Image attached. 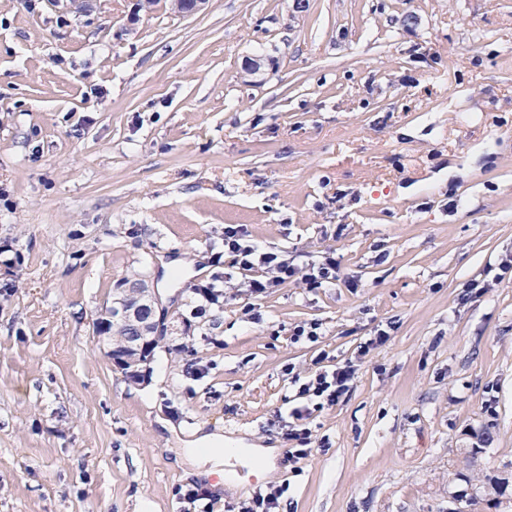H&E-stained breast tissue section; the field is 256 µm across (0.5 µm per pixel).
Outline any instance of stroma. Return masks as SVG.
Here are the masks:
<instances>
[{
	"label": "stroma",
	"mask_w": 512,
	"mask_h": 512,
	"mask_svg": "<svg viewBox=\"0 0 512 512\" xmlns=\"http://www.w3.org/2000/svg\"><path fill=\"white\" fill-rule=\"evenodd\" d=\"M228 224L335 250L359 285L193 317ZM5 244L0 512H182L195 483L220 506L284 484L279 512H449L512 473V278L461 297L512 251V0H0ZM138 278L171 323L143 386L99 328ZM321 352L358 377L295 463L285 366ZM198 430L278 449L277 472L236 466L243 494L184 475Z\"/></svg>",
	"instance_id": "obj_1"
}]
</instances>
